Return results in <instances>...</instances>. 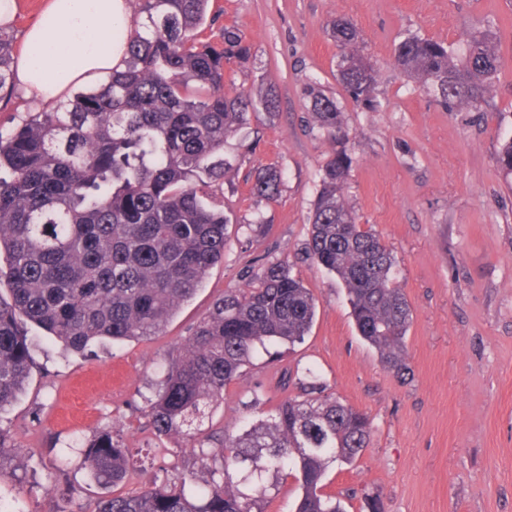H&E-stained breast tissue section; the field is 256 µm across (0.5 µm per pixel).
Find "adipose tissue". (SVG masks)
I'll list each match as a JSON object with an SVG mask.
<instances>
[{
    "mask_svg": "<svg viewBox=\"0 0 512 512\" xmlns=\"http://www.w3.org/2000/svg\"><path fill=\"white\" fill-rule=\"evenodd\" d=\"M45 21L30 27L14 82L30 100L58 103L73 89L123 69L127 36L137 28L129 0H48Z\"/></svg>",
    "mask_w": 512,
    "mask_h": 512,
    "instance_id": "1",
    "label": "adipose tissue"
}]
</instances>
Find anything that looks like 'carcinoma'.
<instances>
[{"label":"carcinoma","instance_id":"obj_1","mask_svg":"<svg viewBox=\"0 0 512 512\" xmlns=\"http://www.w3.org/2000/svg\"><path fill=\"white\" fill-rule=\"evenodd\" d=\"M210 0H135L145 34L130 36L124 69L78 91L50 111L28 114L0 131V410L22 392L32 367L31 323L66 352L106 340L159 334L224 257L230 219L210 204L228 180L227 137L250 111L273 112L274 87L227 86L224 66L249 59L235 25L222 47L201 39ZM336 79L370 112L378 71L349 22L333 24ZM399 72L433 94L446 112H481L498 81L500 56L488 28L470 31L462 51L417 33L396 37ZM14 35L0 26V100L14 91ZM309 112L330 147L320 176L309 235L312 261L345 288L361 338L398 377L408 370L406 336L413 315L396 282L395 257L356 222L344 196L351 171L349 131L336 97L309 83ZM496 162L512 174V139ZM250 193L273 199L281 173L267 165ZM315 297L286 263L268 265L253 285L216 300L169 365L148 405L154 435L204 445L203 425L257 349L304 340ZM310 397L288 399L276 414L224 433L219 465L197 497L185 485L153 483L97 501L89 512H264L282 476L298 482L294 512H345L322 493L333 466L353 463L368 447L366 413L324 394L306 369ZM129 453L112 431L97 432L83 465L100 487L122 482Z\"/></svg>","mask_w":512,"mask_h":512}]
</instances>
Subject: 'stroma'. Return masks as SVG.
Instances as JSON below:
<instances>
[{
    "instance_id": "35a3bbf8",
    "label": "stroma",
    "mask_w": 512,
    "mask_h": 512,
    "mask_svg": "<svg viewBox=\"0 0 512 512\" xmlns=\"http://www.w3.org/2000/svg\"><path fill=\"white\" fill-rule=\"evenodd\" d=\"M210 9L217 19L204 39L218 41L233 24L251 46L248 63L226 65L227 83L271 85L280 99L276 113H248L224 144L235 170L234 182L214 191L230 219L224 257L159 335L65 355L29 326L34 365L0 411V427L30 455L20 469L0 462V500L12 512H86L105 490L86 476L84 447L104 426L133 453L118 492L177 476L204 488L208 462L183 440L156 438L147 400L212 303L285 260L316 298L311 330L294 347H270L225 390L209 448L219 449L239 419L269 415L298 396L311 369L371 420L369 447L323 482L346 512H367L369 494L384 512H512V175L496 163L512 138V0H211ZM339 18L357 28L379 72L380 111L357 107L336 80L331 26ZM488 25L501 70L483 111H443L392 64L399 34L450 44ZM310 82L342 106L352 160L345 196L358 223L391 249L413 308L402 377L359 336L340 281L306 254L328 152L311 128L303 94ZM269 164L282 172L273 201L244 182Z\"/></svg>"
}]
</instances>
